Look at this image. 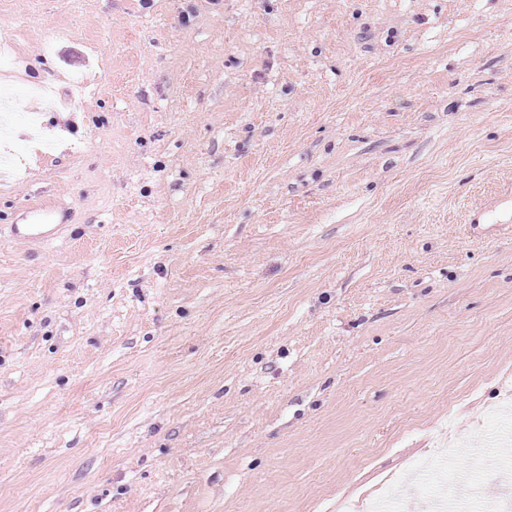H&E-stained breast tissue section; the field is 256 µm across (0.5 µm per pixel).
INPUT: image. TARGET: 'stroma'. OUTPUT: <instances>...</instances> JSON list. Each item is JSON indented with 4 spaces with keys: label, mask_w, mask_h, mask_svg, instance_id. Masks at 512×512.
Here are the masks:
<instances>
[{
    "label": "stroma",
    "mask_w": 512,
    "mask_h": 512,
    "mask_svg": "<svg viewBox=\"0 0 512 512\" xmlns=\"http://www.w3.org/2000/svg\"><path fill=\"white\" fill-rule=\"evenodd\" d=\"M0 43V512H423L512 417V0H0ZM54 220L52 213L34 214L28 224H20L21 228H18L17 232L24 238L49 241L52 239L50 226L54 224Z\"/></svg>",
    "instance_id": "stroma-1"
}]
</instances>
